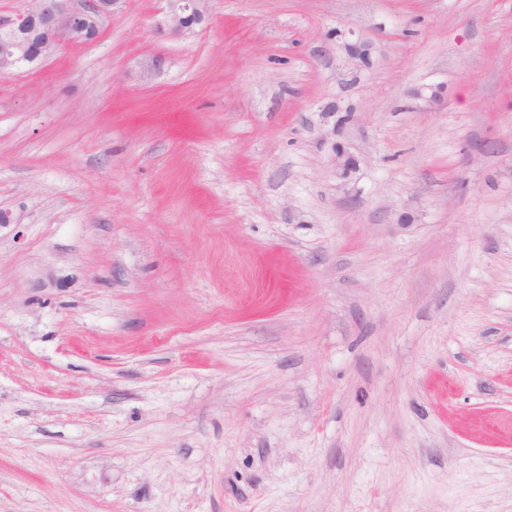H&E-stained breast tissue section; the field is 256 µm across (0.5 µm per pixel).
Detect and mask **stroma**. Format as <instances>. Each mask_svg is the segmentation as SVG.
<instances>
[{"label":"stroma","instance_id":"35a3bbf8","mask_svg":"<svg viewBox=\"0 0 512 512\" xmlns=\"http://www.w3.org/2000/svg\"><path fill=\"white\" fill-rule=\"evenodd\" d=\"M166 7L0 77V512H512V0ZM206 0H168L167 25L175 34L191 30L206 20Z\"/></svg>","mask_w":512,"mask_h":512}]
</instances>
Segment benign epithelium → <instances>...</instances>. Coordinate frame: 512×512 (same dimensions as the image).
<instances>
[{"instance_id": "7a95c632", "label": "benign epithelium", "mask_w": 512, "mask_h": 512, "mask_svg": "<svg viewBox=\"0 0 512 512\" xmlns=\"http://www.w3.org/2000/svg\"><path fill=\"white\" fill-rule=\"evenodd\" d=\"M120 0H28V7L0 20V74L47 61L61 47L75 41L91 42L112 19ZM205 0H168L167 25L180 34L206 20ZM331 164L340 177L354 165L344 150L336 149Z\"/></svg>"}]
</instances>
